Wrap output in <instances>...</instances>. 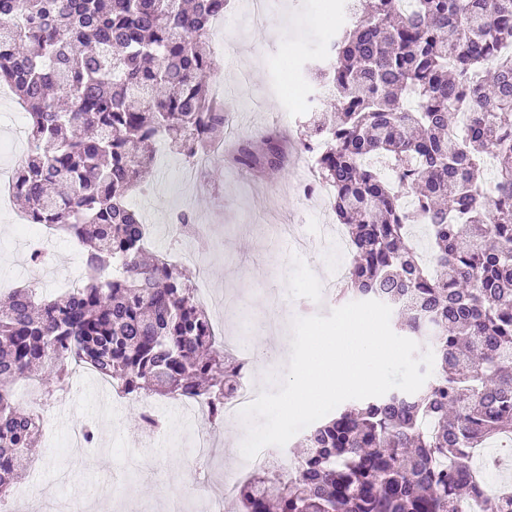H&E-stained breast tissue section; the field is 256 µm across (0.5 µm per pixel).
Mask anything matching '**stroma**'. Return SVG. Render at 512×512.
<instances>
[{
  "label": "stroma",
  "instance_id": "1",
  "mask_svg": "<svg viewBox=\"0 0 512 512\" xmlns=\"http://www.w3.org/2000/svg\"><path fill=\"white\" fill-rule=\"evenodd\" d=\"M338 0H278L277 18L267 25L241 24L229 55L217 62L219 90L226 109L224 149L210 153L193 174H186L184 156L158 150L149 191L137 196L155 252H168L171 226L177 213L191 214L206 225L203 235L189 239L190 249L203 256L204 265L189 264L194 281H205L211 294L240 293L244 307L227 314L214 328L219 336L240 337L245 353L262 355L252 367L258 388H266L268 374L283 376L288 350L262 332L270 311L284 323L308 315H329L336 304L322 296L318 283L349 256L336 243H324L322 225L335 224L330 198H303L297 180L299 153H290L287 166L265 173L234 166L228 160L235 146L275 132L289 145L302 138L310 115L303 102L312 93L308 71L323 58L329 37L340 34L347 20ZM249 84H241V72ZM22 213L17 203L0 212V277L25 281L32 266L16 223ZM309 243L306 251L291 248L274 229L286 219ZM45 270L38 284L54 293L72 287L82 275L77 243L58 234L45 245ZM18 404L41 408L51 423L42 431L37 472L18 479L16 488L39 495L56 486L64 463L60 446L77 423L93 421L96 442L82 451L84 468L69 478L65 493L91 495L99 485L112 487V497L101 512H167L176 496L186 495L188 460L183 453L205 419L184 417L180 401L155 398L163 429L152 436L138 435L135 421L141 398L108 401L95 374L65 382H50L34 392L16 388Z\"/></svg>",
  "mask_w": 512,
  "mask_h": 512
}]
</instances>
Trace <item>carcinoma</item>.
I'll return each instance as SVG.
<instances>
[{
	"mask_svg": "<svg viewBox=\"0 0 512 512\" xmlns=\"http://www.w3.org/2000/svg\"><path fill=\"white\" fill-rule=\"evenodd\" d=\"M227 3L0 0V83L31 141L13 193L86 269L53 298L0 299V502L38 448L40 418L13 391L33 368L59 381L79 363L127 395L204 401L212 421L243 379L186 269L150 253L128 203L158 141L193 159L221 139L206 38ZM346 7L356 22L326 44L299 146L351 242L338 297L392 306L431 344L434 375L312 428L294 474L251 475L239 512H462L486 495L471 450L512 435V0ZM230 160L280 170L288 146L270 135ZM487 501L512 512V488Z\"/></svg>",
	"mask_w": 512,
	"mask_h": 512,
	"instance_id": "carcinoma-1",
	"label": "carcinoma"
}]
</instances>
